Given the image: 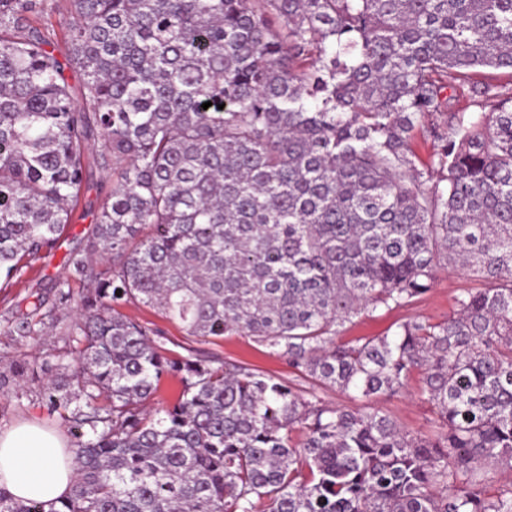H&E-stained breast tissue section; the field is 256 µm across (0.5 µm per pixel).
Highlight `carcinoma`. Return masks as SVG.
Segmentation results:
<instances>
[{"instance_id": "carcinoma-1", "label": "carcinoma", "mask_w": 512, "mask_h": 512, "mask_svg": "<svg viewBox=\"0 0 512 512\" xmlns=\"http://www.w3.org/2000/svg\"><path fill=\"white\" fill-rule=\"evenodd\" d=\"M92 162L117 179L52 302L4 317L19 341L81 311L15 364L48 376L77 476L57 502L0 488V512H512V483L487 492L512 468V0H0V273L57 247ZM441 262L482 284L448 319L341 339ZM131 305L313 383L168 355ZM415 373L427 435L318 395Z\"/></svg>"}]
</instances>
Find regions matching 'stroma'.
Returning a JSON list of instances; mask_svg holds the SVG:
<instances>
[{"label": "stroma", "instance_id": "1", "mask_svg": "<svg viewBox=\"0 0 512 512\" xmlns=\"http://www.w3.org/2000/svg\"><path fill=\"white\" fill-rule=\"evenodd\" d=\"M109 173L93 172L83 185L81 201L73 213L71 224L67 225L56 249L41 259L31 261L28 267L14 278L0 275V317L11 308L29 309L33 293L51 297V285L64 271L70 251L79 248L83 238L90 232L92 224L87 219L89 208L97 206L99 185H111ZM476 282L460 271L440 265L436 269L435 282L430 292L413 305L393 310H382L373 315H361L346 323L341 336L349 340L362 336H390L399 324L410 318H419L432 323L445 320L456 308L455 298L466 289L475 287ZM75 310L59 315V326L47 336H36L24 342L8 336L4 323L0 321V374L6 383L0 388V430H5L22 421H37L52 428H59L58 417L49 416L40 406L35 395L17 398L20 383L10 375V364L15 360L37 361L44 358L55 347L61 346V328L75 320ZM200 350L214 354L223 360L248 365L272 374L286 381L298 380L299 374L288 362L269 353L247 336H226L200 343ZM421 377L412 375L402 394L394 397L380 396L370 400L355 401L335 389L321 391L323 401L331 406L369 407L389 415L401 428L412 434H425L431 429L432 413L420 392Z\"/></svg>", "mask_w": 512, "mask_h": 512}]
</instances>
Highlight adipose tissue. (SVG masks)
I'll use <instances>...</instances> for the list:
<instances>
[{"label": "adipose tissue", "instance_id": "obj_1", "mask_svg": "<svg viewBox=\"0 0 512 512\" xmlns=\"http://www.w3.org/2000/svg\"><path fill=\"white\" fill-rule=\"evenodd\" d=\"M74 478L73 454L59 431L31 422L0 431V488L14 498L54 502Z\"/></svg>", "mask_w": 512, "mask_h": 512}]
</instances>
